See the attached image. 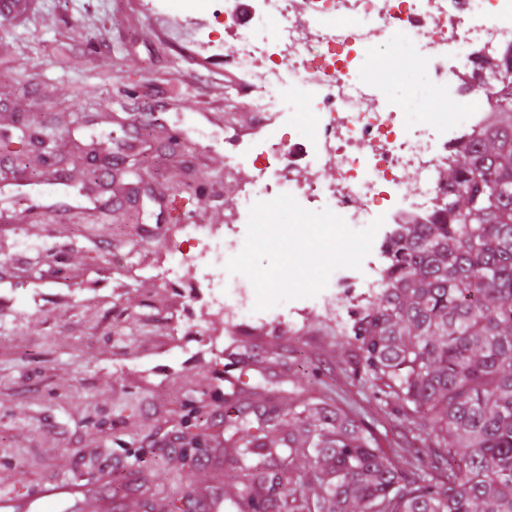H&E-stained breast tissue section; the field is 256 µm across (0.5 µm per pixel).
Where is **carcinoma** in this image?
<instances>
[{
    "mask_svg": "<svg viewBox=\"0 0 512 512\" xmlns=\"http://www.w3.org/2000/svg\"><path fill=\"white\" fill-rule=\"evenodd\" d=\"M484 90L486 123L453 150L448 224H402L384 288L351 327L356 371L423 445L408 472L368 426L325 401L250 418L239 410L230 476L238 512H512V64ZM288 437L265 442L252 420ZM314 492V506L294 485Z\"/></svg>",
    "mask_w": 512,
    "mask_h": 512,
    "instance_id": "carcinoma-1",
    "label": "carcinoma"
}]
</instances>
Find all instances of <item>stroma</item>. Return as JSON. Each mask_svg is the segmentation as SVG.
I'll use <instances>...</instances> for the list:
<instances>
[{
	"label": "stroma",
	"instance_id": "obj_1",
	"mask_svg": "<svg viewBox=\"0 0 512 512\" xmlns=\"http://www.w3.org/2000/svg\"><path fill=\"white\" fill-rule=\"evenodd\" d=\"M0 11V491L109 471L115 512L199 502L224 462L232 391L242 408L319 397L357 415L409 470L428 459L354 372L350 323L308 304L225 324L180 259V207L223 230L257 171H224L260 123L209 15L190 0H16ZM404 120L431 100L422 64L381 52ZM67 185L46 184L51 170Z\"/></svg>",
	"mask_w": 512,
	"mask_h": 512
}]
</instances>
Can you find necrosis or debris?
<instances>
[{"label":"necrosis or debris","instance_id":"obj_1","mask_svg":"<svg viewBox=\"0 0 512 512\" xmlns=\"http://www.w3.org/2000/svg\"><path fill=\"white\" fill-rule=\"evenodd\" d=\"M214 27L231 33L233 64L245 82L240 98L262 118L236 140L225 172L258 164L259 191L246 192L224 235L187 224L193 264L218 273L208 301L225 319L252 305L247 281L223 276L227 257L246 235L259 196L291 194L307 210H331L350 226L379 222L372 256L335 270L317 304L344 318L352 288H381L386 250L403 224H444L443 182L454 146L486 121L479 95L485 58L512 57V0H196ZM389 48L420 60L436 108L406 126L400 104L364 78L369 53ZM300 95L316 119L305 131L285 105ZM466 101L465 114L449 100ZM332 169L324 183L317 175Z\"/></svg>","mask_w":512,"mask_h":512}]
</instances>
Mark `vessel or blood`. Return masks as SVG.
Here are the masks:
<instances>
[{"instance_id": "vessel-or-blood-1", "label": "vessel or blood", "mask_w": 512, "mask_h": 512, "mask_svg": "<svg viewBox=\"0 0 512 512\" xmlns=\"http://www.w3.org/2000/svg\"><path fill=\"white\" fill-rule=\"evenodd\" d=\"M108 472L99 471L75 479L49 478L29 494L0 492V512H29L32 502H41L45 512H112V501L98 495Z\"/></svg>"}]
</instances>
